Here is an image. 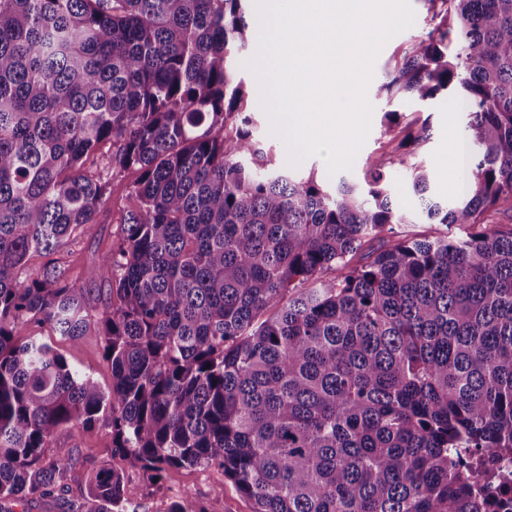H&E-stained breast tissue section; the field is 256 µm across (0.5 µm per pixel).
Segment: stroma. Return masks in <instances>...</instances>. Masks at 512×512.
I'll return each mask as SVG.
<instances>
[{
  "instance_id": "stroma-1",
  "label": "stroma",
  "mask_w": 512,
  "mask_h": 512,
  "mask_svg": "<svg viewBox=\"0 0 512 512\" xmlns=\"http://www.w3.org/2000/svg\"><path fill=\"white\" fill-rule=\"evenodd\" d=\"M411 6L415 12L413 26L391 38L374 62L372 78L367 87V99L373 105L374 112L368 138L356 157L353 169L340 177L329 175L324 159L313 155L294 167V175L313 177L319 184L330 188L335 187L341 178L357 185L363 184L372 158L380 154L393 155L399 147L397 129L389 127L384 119L386 109L391 107L398 111L401 124L415 132L424 131L426 135L425 141L417 149V159L434 174L432 195L441 202H450L458 197L457 174L447 166L452 159L453 146L462 138L468 121L458 101L452 95L442 94L425 104L404 97L390 106L379 91L387 72L399 58L401 49L432 28L424 0H411ZM256 51V45L252 44L238 54L236 74L244 82L254 105L252 118L265 156L284 165L288 162L287 148L280 137L271 133L270 120L259 104V83L243 66L244 61L252 58ZM136 177V172L130 170L113 179L110 212L100 216L91 233L77 235L66 248L70 278L77 285L89 288L99 307L105 304L111 275L104 270L97 276H89L88 267L93 257L105 251L115 238L124 211L130 205L128 186ZM35 334L70 365L91 374L102 389L111 388L112 370L103 359L100 341L91 337L73 341L61 336L47 324L36 328ZM59 448L73 449L77 463L64 487L56 489L50 496L32 500L28 505L29 512H68L71 503L83 500L88 480L97 469L106 465L125 469L121 457L113 450L110 429L101 422L76 431L60 429L46 453L54 455ZM125 471L129 485L136 490L125 512H168L171 502L184 495L192 496L204 506L206 512H254L253 502L240 494L233 482L224 479L221 472L213 467H169L155 478L140 471Z\"/></svg>"
}]
</instances>
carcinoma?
I'll return each mask as SVG.
<instances>
[{
  "label": "carcinoma",
  "mask_w": 512,
  "mask_h": 512,
  "mask_svg": "<svg viewBox=\"0 0 512 512\" xmlns=\"http://www.w3.org/2000/svg\"><path fill=\"white\" fill-rule=\"evenodd\" d=\"M245 2L0 0V512L62 485L73 449L45 448L104 412L128 468L217 467L255 512H485L450 453L512 448V0H425L434 26L382 86L468 113L450 205L428 194L422 134L373 157L366 194L268 167L230 67ZM389 164L467 237L398 235L414 220ZM131 169L97 313L62 253ZM32 252L47 261L21 281ZM44 324L101 340L109 392L31 334ZM133 495L107 466L87 488L92 512Z\"/></svg>",
  "instance_id": "1"
}]
</instances>
